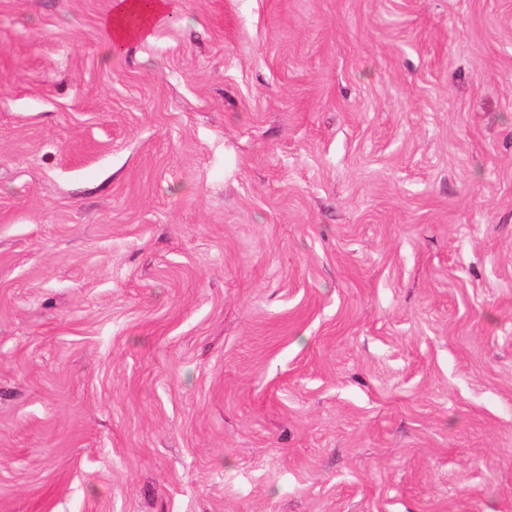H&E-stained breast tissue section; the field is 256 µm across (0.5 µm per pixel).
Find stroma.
I'll use <instances>...</instances> for the list:
<instances>
[{
  "label": "stroma",
  "mask_w": 512,
  "mask_h": 512,
  "mask_svg": "<svg viewBox=\"0 0 512 512\" xmlns=\"http://www.w3.org/2000/svg\"><path fill=\"white\" fill-rule=\"evenodd\" d=\"M0 0V512H512V0ZM113 0L110 11L101 20V29L111 55H121L127 48L150 37V32L170 14V0ZM140 14L137 25L129 24L131 16Z\"/></svg>",
  "instance_id": "35a3bbf8"
}]
</instances>
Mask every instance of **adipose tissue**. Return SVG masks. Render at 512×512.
<instances>
[{
  "label": "adipose tissue",
  "instance_id": "obj_1",
  "mask_svg": "<svg viewBox=\"0 0 512 512\" xmlns=\"http://www.w3.org/2000/svg\"><path fill=\"white\" fill-rule=\"evenodd\" d=\"M170 10V0H112L101 20L110 54H123L131 44L149 38Z\"/></svg>",
  "mask_w": 512,
  "mask_h": 512
}]
</instances>
